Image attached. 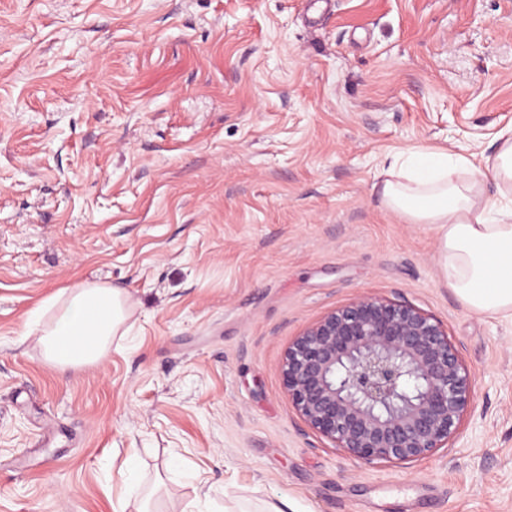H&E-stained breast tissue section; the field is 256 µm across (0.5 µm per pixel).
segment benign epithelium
<instances>
[{
    "label": "benign epithelium",
    "mask_w": 512,
    "mask_h": 512,
    "mask_svg": "<svg viewBox=\"0 0 512 512\" xmlns=\"http://www.w3.org/2000/svg\"><path fill=\"white\" fill-rule=\"evenodd\" d=\"M281 374L294 408L349 456L405 462L448 445L473 394L442 324L363 298L296 337Z\"/></svg>",
    "instance_id": "1"
}]
</instances>
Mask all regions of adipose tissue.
I'll return each instance as SVG.
<instances>
[{"label": "adipose tissue", "instance_id": "1", "mask_svg": "<svg viewBox=\"0 0 512 512\" xmlns=\"http://www.w3.org/2000/svg\"><path fill=\"white\" fill-rule=\"evenodd\" d=\"M495 195L481 188L485 174ZM383 205L409 224H433L439 232L441 275L471 310L512 317V134L498 152L475 166L461 155L415 150L393 155L383 171ZM129 293L107 284L59 291L32 314L49 364L65 369L97 362L129 319Z\"/></svg>", "mask_w": 512, "mask_h": 512}]
</instances>
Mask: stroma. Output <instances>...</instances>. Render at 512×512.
Returning a JSON list of instances; mask_svg holds the SVG:
<instances>
[{
  "label": "stroma",
  "mask_w": 512,
  "mask_h": 512,
  "mask_svg": "<svg viewBox=\"0 0 512 512\" xmlns=\"http://www.w3.org/2000/svg\"><path fill=\"white\" fill-rule=\"evenodd\" d=\"M511 129L512 0H0V512H512V319L380 200L391 155L477 163ZM85 283L130 293L129 330L58 369L29 317ZM365 297L471 376L427 457L351 458L283 386Z\"/></svg>",
  "instance_id": "1"
}]
</instances>
